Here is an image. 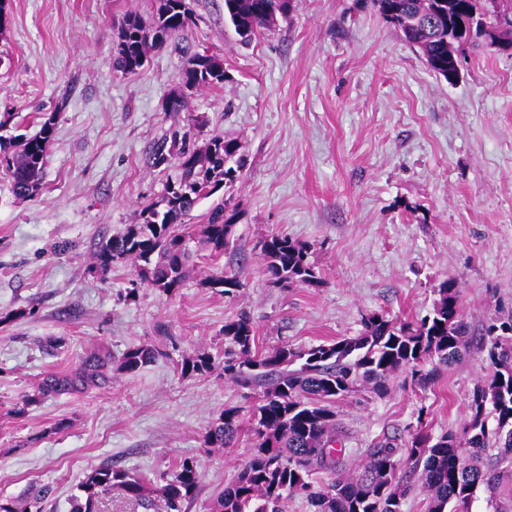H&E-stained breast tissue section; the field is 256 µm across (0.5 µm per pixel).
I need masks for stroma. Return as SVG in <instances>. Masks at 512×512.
Masks as SVG:
<instances>
[{
  "label": "stroma",
  "mask_w": 512,
  "mask_h": 512,
  "mask_svg": "<svg viewBox=\"0 0 512 512\" xmlns=\"http://www.w3.org/2000/svg\"><path fill=\"white\" fill-rule=\"evenodd\" d=\"M190 3L187 42L223 60L224 83L179 114L167 102L184 44L151 51L133 74L112 66L125 18L150 20L157 0H7L0 18V116L33 134L43 114H58L40 193L17 199L0 173L2 499L47 483L50 512H67L90 467L152 480L191 458L201 491L185 512H211L253 436L247 416L234 447L206 450L203 436L224 408L247 413L260 392L218 370L181 375L179 364L198 352L223 360L224 323L240 311L252 314L263 352L357 335L371 312L415 320L449 278L462 285L472 333L512 313V53L465 48L451 84L371 0H291L247 42L225 20L224 0ZM190 119L201 140L240 145L234 247L216 256L202 245L203 200L186 227L195 256L181 287L143 285L127 298L134 264L115 263L102 278L94 252L163 194L167 173L151 155ZM272 234L310 246L319 287L271 282L255 244ZM224 272L239 278L236 296L210 286ZM95 345L116 359L134 345L161 356L14 415L42 378ZM490 372L474 343L430 388L398 382L384 396L362 389L337 400L349 439L343 469L357 468L377 438L405 440L417 422L435 435L458 428ZM62 419L69 428L55 430Z\"/></svg>",
  "instance_id": "1"
}]
</instances>
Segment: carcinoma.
Returning <instances> with one entry per match:
<instances>
[{
    "label": "carcinoma",
    "instance_id": "cac0c4a2",
    "mask_svg": "<svg viewBox=\"0 0 512 512\" xmlns=\"http://www.w3.org/2000/svg\"><path fill=\"white\" fill-rule=\"evenodd\" d=\"M290 0H224V15L236 33L248 39L266 29L277 15L288 12ZM382 18L418 48L429 69L448 78L456 70V52L465 44L483 41L512 47V0H372ZM194 25L186 0H158L149 22L126 19L113 66L129 74L143 65L150 50L171 41H184ZM181 83L197 91L224 83L223 62L213 54L194 53L186 61ZM57 113L44 115L32 136L0 135V167L5 169L14 196L24 200L41 188L48 147ZM238 144L213 136L201 148L166 151L160 143L152 165L178 170L161 197L142 209V221L120 236L103 242L93 271L104 277L112 264L128 259L140 282L163 293L181 287L191 259L182 231L199 203L234 183L241 168ZM236 208L221 199L200 225L211 252L221 255L230 246ZM272 283L283 288L322 283L309 247L286 235L260 241ZM211 287L234 295L241 288L231 274L214 276ZM432 311L402 322L371 312L362 316L356 336L331 343L268 352L256 350V330L249 313L224 324V377L242 386H259L262 394L250 415L254 444L246 463L218 494L213 512H287L288 500L299 497L309 512H402L403 502L416 487L427 497L426 512H471L482 490L495 512H512V316L492 319L483 328L482 349L494 368L478 382L468 414L457 431L429 433L418 423L404 447L388 437L369 445L365 461L352 473L341 469L346 436L336 419V399L362 382L378 395L391 391L404 374L425 390L433 361L457 362L467 350L471 331L461 314V284L446 280L437 289ZM161 352L133 346L114 365L112 353L98 346L86 351L70 371L47 375L32 395L23 397L14 413L48 395L102 387L112 370L134 372L154 362ZM215 368L207 353L182 359L180 373L203 375ZM241 408L228 407L204 435V447L224 449L238 435ZM161 485L110 464L94 467L71 496L69 512H101L103 496L117 488L144 512H184L199 490L196 461L184 459L172 472L159 475ZM53 490L30 485L17 500H0V512H44Z\"/></svg>",
    "mask_w": 512,
    "mask_h": 512
}]
</instances>
